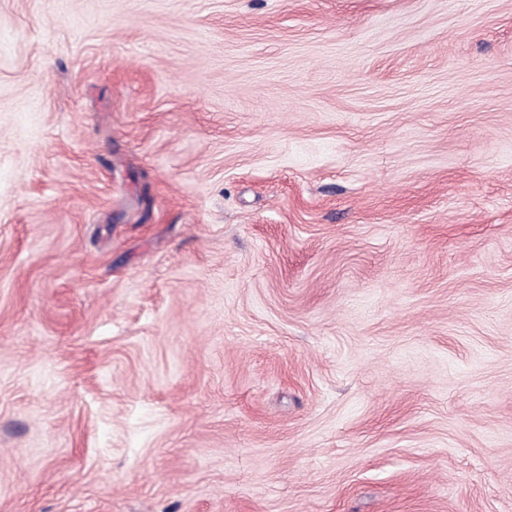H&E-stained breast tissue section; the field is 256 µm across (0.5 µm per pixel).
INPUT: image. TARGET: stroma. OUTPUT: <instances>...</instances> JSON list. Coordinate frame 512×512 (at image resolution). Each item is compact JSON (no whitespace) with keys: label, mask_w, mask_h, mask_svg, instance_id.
<instances>
[{"label":"stroma","mask_w":512,"mask_h":512,"mask_svg":"<svg viewBox=\"0 0 512 512\" xmlns=\"http://www.w3.org/2000/svg\"><path fill=\"white\" fill-rule=\"evenodd\" d=\"M0 512H512V0H0Z\"/></svg>","instance_id":"stroma-1"}]
</instances>
